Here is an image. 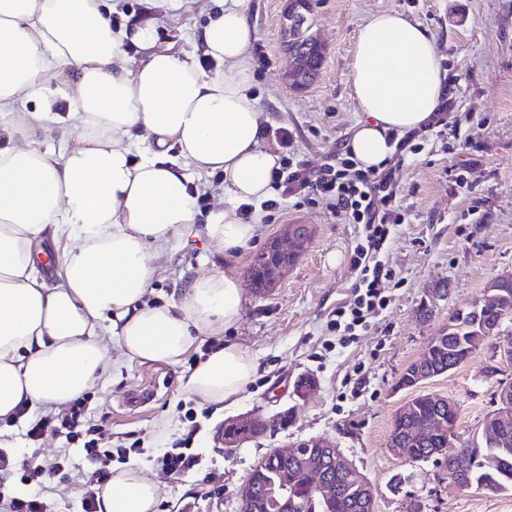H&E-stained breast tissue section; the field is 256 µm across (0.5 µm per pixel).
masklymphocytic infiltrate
<instances>
[{
    "label": "lymphocytic infiltrate",
    "mask_w": 512,
    "mask_h": 512,
    "mask_svg": "<svg viewBox=\"0 0 512 512\" xmlns=\"http://www.w3.org/2000/svg\"><path fill=\"white\" fill-rule=\"evenodd\" d=\"M271 187L273 198L262 204L266 211H276L287 201L299 207L324 202L330 209L345 213L351 223L361 225L359 239L349 257L354 302L338 307L327 324L343 342H355L368 332L370 319L386 308L385 284L396 276L386 252L395 226L404 223L405 215L397 210L391 168H363L346 145L340 144L331 160L316 170L295 155H288L275 170ZM47 434L64 438L67 446L74 448V455H58L41 463H20L10 451L1 448L0 512H47V476L76 460L90 472L82 484L80 512H100L101 493L113 463H125L130 455L138 453L137 444L113 446L111 436L92 421L83 396L71 401L63 415H47L31 422L25 438L36 443ZM11 477L24 486L23 494L7 488L5 481Z\"/></svg>",
    "instance_id": "1"
}]
</instances>
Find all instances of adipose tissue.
Instances as JSON below:
<instances>
[{
	"mask_svg": "<svg viewBox=\"0 0 512 512\" xmlns=\"http://www.w3.org/2000/svg\"><path fill=\"white\" fill-rule=\"evenodd\" d=\"M249 0H224L196 35L194 56L163 48L153 21L113 27L106 0H0V423L19 406L57 411L107 372L110 344L127 360L181 364L196 337L241 318L238 276L193 278L178 303L146 295L173 242L204 235L228 252L256 233L240 204L268 196L277 157L263 146L248 51ZM143 57L126 64L125 46ZM63 79L67 111L37 99ZM363 114L349 148L363 167L391 156L392 134L427 125L447 91L434 39L404 15L359 31L351 62ZM56 131L61 150L41 139ZM224 177L223 206L200 216L190 171ZM60 264L41 273L47 250ZM257 368L224 343L185 377L204 404L235 407ZM157 481L131 466L112 473L102 512H154Z\"/></svg>",
	"mask_w": 512,
	"mask_h": 512,
	"instance_id": "obj_1",
	"label": "adipose tissue"
}]
</instances>
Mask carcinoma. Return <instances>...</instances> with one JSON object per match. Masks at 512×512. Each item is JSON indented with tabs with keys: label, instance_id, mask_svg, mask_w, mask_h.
Instances as JSON below:
<instances>
[{
	"label": "carcinoma",
	"instance_id": "carcinoma-1",
	"mask_svg": "<svg viewBox=\"0 0 512 512\" xmlns=\"http://www.w3.org/2000/svg\"><path fill=\"white\" fill-rule=\"evenodd\" d=\"M297 11L282 26L285 51H293L305 58L307 83L318 76L324 57L317 39L310 31L309 12L311 0H296ZM498 295L505 293L508 298H499L496 305L487 304L486 299L476 300L450 317L448 327L440 333V340L427 358L428 366L434 372L445 374L455 368L458 355L469 351L472 340L484 335L482 325L488 321H501L512 328V282L492 289ZM413 417L429 424L432 434L426 442H400L402 448H411L410 457L415 462H425L434 448L448 447V426L456 425L459 412L448 411V398L434 395L429 398L419 394L411 399ZM450 470L466 474L475 484L489 488L492 493L512 490V447L505 451L490 448L485 442H461L451 452L441 455ZM250 478L262 490V495L253 505L254 512H360L358 508L359 488H351L348 495L333 503H323L314 490L303 481H298L287 494L271 488L270 462L263 458L251 469Z\"/></svg>",
	"mask_w": 512,
	"mask_h": 512
}]
</instances>
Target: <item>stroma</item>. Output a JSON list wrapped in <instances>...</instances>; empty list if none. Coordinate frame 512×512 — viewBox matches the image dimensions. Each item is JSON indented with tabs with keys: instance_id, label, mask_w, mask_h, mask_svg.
Wrapping results in <instances>:
<instances>
[{
	"instance_id": "obj_1",
	"label": "stroma",
	"mask_w": 512,
	"mask_h": 512,
	"mask_svg": "<svg viewBox=\"0 0 512 512\" xmlns=\"http://www.w3.org/2000/svg\"><path fill=\"white\" fill-rule=\"evenodd\" d=\"M108 3L116 24L144 9L163 43L180 54L193 52L198 28L218 8L217 0H182L174 11L158 0ZM287 8L288 0H250L257 32L249 49L255 105L268 119L265 148L281 154L275 131L288 128L298 159L313 169L328 160L336 143L350 140L361 117L350 71L361 27L374 15L396 11L425 25L435 39L449 82L450 117L460 122L461 138L447 142L426 128L421 152L393 170L408 221L396 228L389 246L398 280L386 290L389 305L356 342L339 345L328 330L336 307L352 299L348 259L360 231L329 208H290L274 221H261L255 238L232 258L205 236L190 238L169 250L151 285L152 301H178L184 284L201 274L245 275L253 256L284 225L313 227L307 249L274 288L262 295L244 291L241 319L224 332L225 340L258 361L238 405L203 420L193 442L203 463L183 476L166 474L156 458L162 443L182 437L185 412L202 409L180 383L200 347L177 366L127 361L111 348L114 365L91 388L90 410L111 431L113 444L138 442L134 464L160 484L156 512H239V489L255 463L270 449L312 436L335 443L371 481L374 512H406L412 503L421 512H512V491H449L440 468L395 456L387 446L394 414L415 395L398 389L401 373L457 308L512 273V0H313L309 22L325 47V61L317 80L302 90L290 89L283 76ZM466 166L478 177L476 187L451 189L449 170ZM423 306L429 319L418 314ZM307 375L317 390L301 400L294 387ZM505 381L512 382V363L495 357L488 342L423 389L459 403L457 433L468 441L480 436L485 418L497 409L496 391ZM287 409L293 412L288 429L238 448L217 438L224 421L237 414ZM82 482L71 468L50 477L49 512H78Z\"/></svg>"
}]
</instances>
